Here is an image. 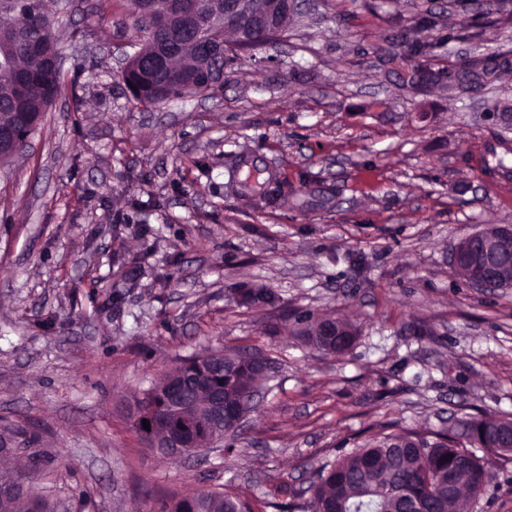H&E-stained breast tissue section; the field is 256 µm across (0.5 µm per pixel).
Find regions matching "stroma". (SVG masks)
<instances>
[{"label": "stroma", "mask_w": 512, "mask_h": 512, "mask_svg": "<svg viewBox=\"0 0 512 512\" xmlns=\"http://www.w3.org/2000/svg\"><path fill=\"white\" fill-rule=\"evenodd\" d=\"M70 2H47L65 86L0 167L1 464L37 461L72 512L202 488L305 512L316 472L372 436L512 417V288L448 265L512 224V175L488 161L512 72L442 80L512 58V0H306L222 89L157 107L115 65L136 50L127 0ZM245 285L276 306L243 304ZM329 316L357 328L344 353L300 334ZM220 349L274 364L243 430L186 459L144 447L125 403ZM476 454L495 476L472 512H512V454Z\"/></svg>", "instance_id": "1"}]
</instances>
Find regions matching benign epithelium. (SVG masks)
<instances>
[{
    "label": "benign epithelium",
    "instance_id": "1",
    "mask_svg": "<svg viewBox=\"0 0 512 512\" xmlns=\"http://www.w3.org/2000/svg\"><path fill=\"white\" fill-rule=\"evenodd\" d=\"M303 0H167L164 11L148 16L153 30L168 34L172 40L187 46L193 63L207 74V82L198 87L202 93L224 84L225 69L217 62L224 49L249 52L283 35L284 23L298 13ZM39 119L31 112L0 113V159L12 158L29 142ZM512 226L496 224L472 233L453 246L449 264L467 284L479 291H496L512 286ZM317 335L329 349H349L341 322L325 319L317 324ZM255 375L271 374V363L261 353H244ZM256 390L247 393L246 401L229 404L224 401V386L203 377L171 373L163 385V401L176 416L178 425L167 427L170 418L147 409L141 418L150 429L140 428L141 441L148 448H165L181 458L198 454L212 445V438L201 440L198 429L222 427L230 421L240 429ZM490 447L512 452V422L498 430Z\"/></svg>",
    "mask_w": 512,
    "mask_h": 512
}]
</instances>
